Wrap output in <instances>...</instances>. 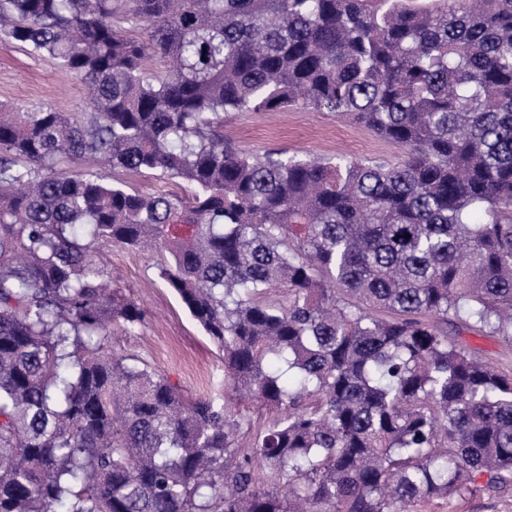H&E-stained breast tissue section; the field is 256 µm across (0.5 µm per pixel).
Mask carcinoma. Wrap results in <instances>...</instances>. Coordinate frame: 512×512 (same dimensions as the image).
<instances>
[{
	"label": "carcinoma",
	"instance_id": "1",
	"mask_svg": "<svg viewBox=\"0 0 512 512\" xmlns=\"http://www.w3.org/2000/svg\"><path fill=\"white\" fill-rule=\"evenodd\" d=\"M413 2L0 0V36L91 90L79 115L0 108V512H406L480 477L512 489V375L445 330L512 339V0ZM291 108L404 159L224 140L229 112ZM99 239L163 257L224 400L112 352L144 311L107 288ZM110 178L114 176L116 179H120L125 182V184L142 193V194H156L161 192H181L183 191V186L166 178L160 176L159 172H150V173H122L115 172L112 173V170H107Z\"/></svg>",
	"mask_w": 512,
	"mask_h": 512
}]
</instances>
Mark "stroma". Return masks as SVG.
I'll list each match as a JSON object with an SVG mask.
<instances>
[{"label": "stroma", "mask_w": 512, "mask_h": 512, "mask_svg": "<svg viewBox=\"0 0 512 512\" xmlns=\"http://www.w3.org/2000/svg\"><path fill=\"white\" fill-rule=\"evenodd\" d=\"M87 92L81 79L61 69L53 59L31 58L19 43L0 36V105L38 102L78 114L84 110ZM224 137L241 151L256 155L283 151L314 158L386 157L395 162L402 155L399 148L373 131L325 110L231 112L224 116ZM98 248L108 259L109 284L145 312L137 335L115 332L113 350L136 355L176 382L189 397L223 395L222 354L160 278L158 256L106 241L99 242ZM448 336L477 357L512 371V341L460 323L449 326ZM411 512H512V490L492 491L480 483L445 500L417 503Z\"/></svg>", "instance_id": "stroma-1"}]
</instances>
